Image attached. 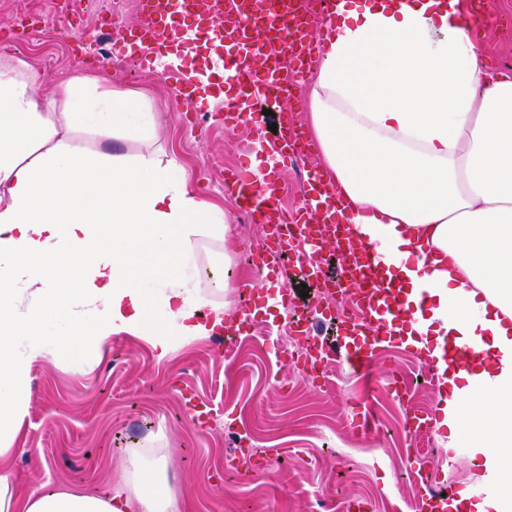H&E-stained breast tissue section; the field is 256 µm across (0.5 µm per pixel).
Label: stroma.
Returning a JSON list of instances; mask_svg holds the SVG:
<instances>
[{"label":"stroma","mask_w":512,"mask_h":512,"mask_svg":"<svg viewBox=\"0 0 512 512\" xmlns=\"http://www.w3.org/2000/svg\"><path fill=\"white\" fill-rule=\"evenodd\" d=\"M69 2L63 17L53 15L52 0H0V50L37 70L44 93L74 67L92 68L78 46L53 30L71 21L94 31L105 0ZM485 9L487 66L512 70V0H485ZM92 70L105 83L145 96L155 116L154 149L176 156L196 193L223 206L237 275L231 310L239 312L263 232L211 172L243 163L258 152L260 139H273L272 117L264 116L260 134L242 125L184 124L190 94L175 73H206L207 85L190 95L204 113L211 110L208 96L225 88L201 46L148 77L130 61ZM276 297L255 287L259 309L226 351L206 337H177L160 358L138 337L119 334L99 347L78 336L67 350L35 363L28 413L7 460L20 485L105 495L120 481L130 449L152 442L169 456L170 483L191 512H417L418 469L439 486L479 495L487 477L473 466L469 448H444L437 429L420 439L405 430L408 414L435 413L439 393L420 380L413 351L385 349L365 371L344 362L321 373L292 367L282 341L287 317ZM359 413L369 417L367 427H356ZM237 428L250 435L246 473L230 466Z\"/></svg>","instance_id":"stroma-1"}]
</instances>
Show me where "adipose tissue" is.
I'll return each mask as SVG.
<instances>
[{"label": "adipose tissue", "instance_id": "ef3b65f1", "mask_svg": "<svg viewBox=\"0 0 512 512\" xmlns=\"http://www.w3.org/2000/svg\"><path fill=\"white\" fill-rule=\"evenodd\" d=\"M472 14L471 0H340L309 127L354 234L394 282L426 288L416 332L476 354L444 371V446L468 444L500 491L458 492L453 512H512V73H487ZM88 82L78 72L43 94L35 69L0 53V512H190L157 448L134 452L107 496L30 493L4 463L32 364L70 336H140L162 358L172 337L211 336L230 310L231 267L203 270L195 255L225 242L223 208L191 190L175 156L90 148L83 131L121 139L153 119L129 91L80 96ZM158 303L168 317L154 323ZM51 315L70 334L50 343Z\"/></svg>", "mask_w": 512, "mask_h": 512}]
</instances>
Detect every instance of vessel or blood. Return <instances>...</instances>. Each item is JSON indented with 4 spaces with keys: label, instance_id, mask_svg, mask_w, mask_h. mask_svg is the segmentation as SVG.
<instances>
[{
    "label": "vessel or blood",
    "instance_id": "obj_1",
    "mask_svg": "<svg viewBox=\"0 0 512 512\" xmlns=\"http://www.w3.org/2000/svg\"><path fill=\"white\" fill-rule=\"evenodd\" d=\"M308 0H252L251 13L241 11L240 0H139V20L135 27H118L119 43L112 49H92L99 67L134 58L141 71H154L162 49L170 43L187 44L196 25L207 24L215 40L235 39L238 48L224 61L228 78L241 87L261 85L269 98H288L296 85L285 72L288 58L308 65L319 56L318 40L309 28ZM210 120L227 126L255 122L254 113L242 111L237 101H227L213 111ZM291 122L281 120L279 135L270 154L261 159L265 171L262 185L240 171L223 176L224 188L235 194L240 209L264 230L262 246L269 253L295 256L302 269L317 279L320 287L344 284L349 304L333 341L334 358L354 366H365L370 356L384 345L407 344L408 333L428 302L426 289L407 297L386 274V266L374 244L342 236V216L334 193L321 184L314 172L303 181L301 216L284 213L276 205L279 186L276 174L303 154ZM333 247L340 262L336 272L324 273L325 247ZM469 353L464 348L444 350L440 359L424 358L431 382L442 380L440 363L466 366Z\"/></svg>",
    "mask_w": 512,
    "mask_h": 512
}]
</instances>
